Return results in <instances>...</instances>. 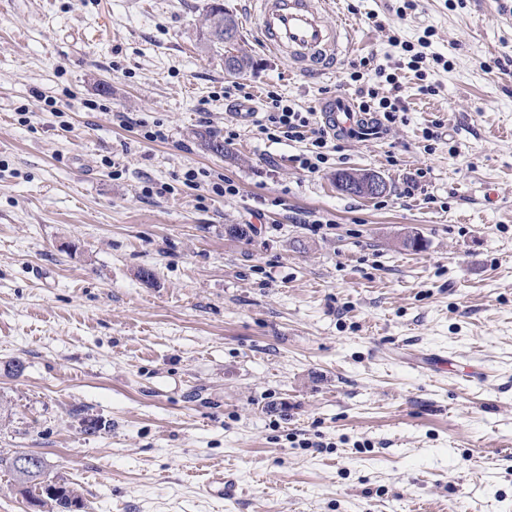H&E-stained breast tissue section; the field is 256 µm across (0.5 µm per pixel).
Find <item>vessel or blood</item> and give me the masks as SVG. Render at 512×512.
<instances>
[{"label": "vessel or blood", "mask_w": 512, "mask_h": 512, "mask_svg": "<svg viewBox=\"0 0 512 512\" xmlns=\"http://www.w3.org/2000/svg\"><path fill=\"white\" fill-rule=\"evenodd\" d=\"M257 30L261 44L294 68L313 75L337 70L350 40V28L329 19L328 0H257ZM320 116L335 134L345 137L378 135L375 117L359 111L353 100L336 95L319 106ZM236 481L210 475L202 491L219 500L235 495Z\"/></svg>", "instance_id": "obj_1"}]
</instances>
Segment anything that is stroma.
<instances>
[{"instance_id": "stroma-1", "label": "stroma", "mask_w": 512, "mask_h": 512, "mask_svg": "<svg viewBox=\"0 0 512 512\" xmlns=\"http://www.w3.org/2000/svg\"><path fill=\"white\" fill-rule=\"evenodd\" d=\"M222 2L238 75L208 0H0V452L39 454L84 512H512V0H332L353 50L322 77ZM427 29L436 95L407 69L350 81ZM361 85L404 119L335 137L319 173L255 125L268 92L304 112ZM340 171L388 190L344 194ZM215 469L235 499L201 494ZM182 178L184 185L220 197H234L240 193L239 187L231 178L224 174H215L206 168H189Z\"/></svg>"}]
</instances>
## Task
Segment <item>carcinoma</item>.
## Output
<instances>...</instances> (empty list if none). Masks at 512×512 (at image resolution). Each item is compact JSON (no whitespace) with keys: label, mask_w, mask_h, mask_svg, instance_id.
I'll return each mask as SVG.
<instances>
[{"label":"carcinoma","mask_w":512,"mask_h":512,"mask_svg":"<svg viewBox=\"0 0 512 512\" xmlns=\"http://www.w3.org/2000/svg\"><path fill=\"white\" fill-rule=\"evenodd\" d=\"M206 16L210 17L213 24L224 31H236L235 22L224 8L209 4ZM28 455L26 451H14L7 457H1L0 463L5 465L12 473L16 483L26 493L33 505L40 508H48L49 512H75V509L84 507V502L78 491L66 483H56L55 492H49L48 481L45 480L46 472L41 469L35 473H24L19 470L18 463Z\"/></svg>","instance_id":"carcinoma-1"}]
</instances>
